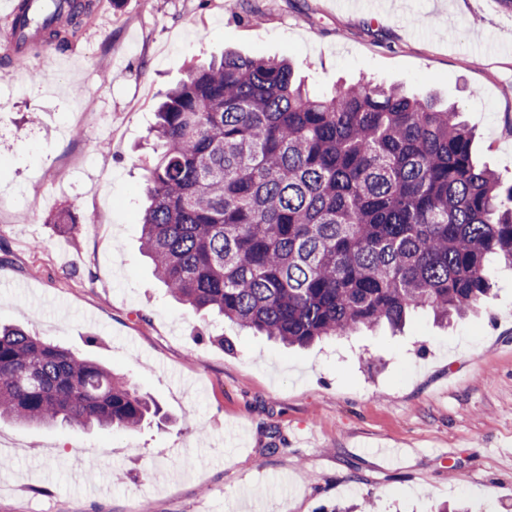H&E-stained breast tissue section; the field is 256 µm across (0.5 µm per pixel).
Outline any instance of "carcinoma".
<instances>
[{
  "label": "carcinoma",
  "instance_id": "1",
  "mask_svg": "<svg viewBox=\"0 0 512 512\" xmlns=\"http://www.w3.org/2000/svg\"><path fill=\"white\" fill-rule=\"evenodd\" d=\"M59 0L56 25L90 11ZM461 111L397 87L308 90L234 51L156 112L142 249L170 295L289 346L415 311L448 321L512 266V185L473 157ZM159 408L101 363L0 325V420L134 431Z\"/></svg>",
  "mask_w": 512,
  "mask_h": 512
}]
</instances>
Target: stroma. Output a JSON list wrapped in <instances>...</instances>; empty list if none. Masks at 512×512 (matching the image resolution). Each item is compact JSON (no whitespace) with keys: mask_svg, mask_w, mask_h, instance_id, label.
<instances>
[{"mask_svg":"<svg viewBox=\"0 0 512 512\" xmlns=\"http://www.w3.org/2000/svg\"><path fill=\"white\" fill-rule=\"evenodd\" d=\"M93 4L40 79V50L0 59V323L106 364L161 414L134 432L0 423L18 443L0 512H512V268L449 323L290 348L174 300L140 246L156 108L227 49L288 58L320 93L367 78L456 104L512 184V15L496 0Z\"/></svg>","mask_w":512,"mask_h":512,"instance_id":"35a3bbf8","label":"stroma"}]
</instances>
